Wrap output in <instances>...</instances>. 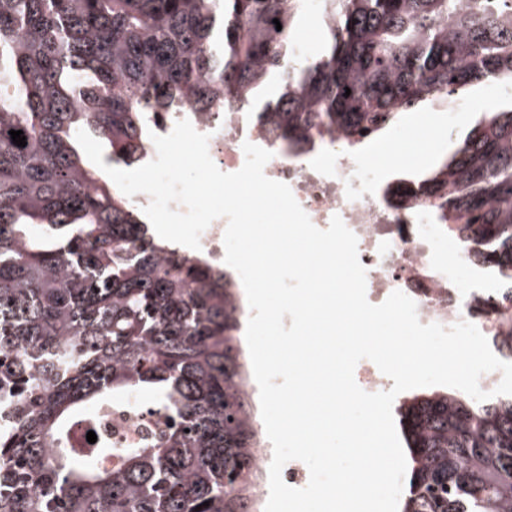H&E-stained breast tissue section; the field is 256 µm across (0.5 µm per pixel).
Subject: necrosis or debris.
<instances>
[{
	"instance_id": "obj_1",
	"label": "necrosis or debris",
	"mask_w": 512,
	"mask_h": 512,
	"mask_svg": "<svg viewBox=\"0 0 512 512\" xmlns=\"http://www.w3.org/2000/svg\"><path fill=\"white\" fill-rule=\"evenodd\" d=\"M182 119L208 135L210 157L221 171H238L245 161L242 146L251 142L272 151L265 175L289 185L317 228H328L332 217L340 216L358 239L369 302L383 303L399 290L415 301L421 323L449 327L466 320L484 336L493 334L494 316L477 314L475 308L494 297L500 286L497 273L482 263L477 248L423 221V195L400 208L390 207L389 190L396 177L391 171L372 170L375 140L352 151L341 131H331L318 137L311 152L295 158L274 147L263 123L250 112H150L145 125L165 135ZM154 423L148 409H116L100 418L99 427L112 441L132 444Z\"/></svg>"
}]
</instances>
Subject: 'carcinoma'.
Returning a JSON list of instances; mask_svg holds the SVG:
<instances>
[{
    "instance_id": "cac0c4a2",
    "label": "carcinoma",
    "mask_w": 512,
    "mask_h": 512,
    "mask_svg": "<svg viewBox=\"0 0 512 512\" xmlns=\"http://www.w3.org/2000/svg\"><path fill=\"white\" fill-rule=\"evenodd\" d=\"M304 2L0 0V512H250L234 278L155 238L78 130L132 167L147 112L270 111L273 141L304 154L314 130L357 146L450 92L512 82L508 0H321L322 40L298 61ZM413 183L430 221L498 270L489 340L512 360V105ZM132 395L158 432L74 448L76 424ZM398 413L402 512H512V395L436 391Z\"/></svg>"
}]
</instances>
